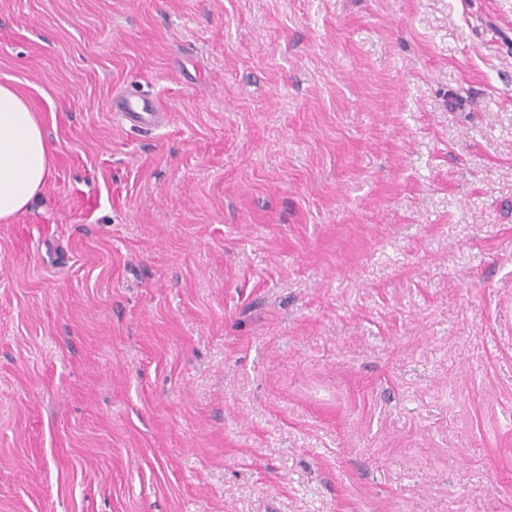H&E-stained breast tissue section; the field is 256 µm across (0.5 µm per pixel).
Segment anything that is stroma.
Returning <instances> with one entry per match:
<instances>
[{"mask_svg":"<svg viewBox=\"0 0 512 512\" xmlns=\"http://www.w3.org/2000/svg\"><path fill=\"white\" fill-rule=\"evenodd\" d=\"M0 83V512H512V0H0ZM51 147L28 100L0 83V221L25 212L50 172ZM122 119L130 128L148 129L153 127L159 115L154 102L145 97H125L115 104Z\"/></svg>","mask_w":512,"mask_h":512,"instance_id":"35a3bbf8","label":"stroma"}]
</instances>
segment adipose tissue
<instances>
[{
    "mask_svg": "<svg viewBox=\"0 0 512 512\" xmlns=\"http://www.w3.org/2000/svg\"><path fill=\"white\" fill-rule=\"evenodd\" d=\"M51 147L28 100L0 83V221L25 212L50 172Z\"/></svg>",
    "mask_w": 512,
    "mask_h": 512,
    "instance_id": "adipose-tissue-1",
    "label": "adipose tissue"
}]
</instances>
